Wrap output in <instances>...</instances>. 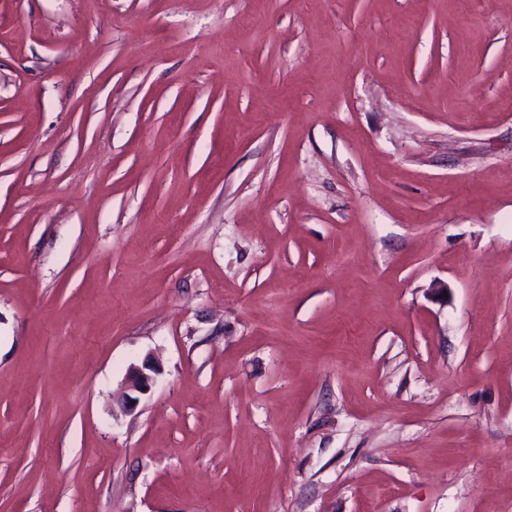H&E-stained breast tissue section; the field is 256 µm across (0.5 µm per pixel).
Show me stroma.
<instances>
[{
  "label": "stroma",
  "instance_id": "obj_1",
  "mask_svg": "<svg viewBox=\"0 0 512 512\" xmlns=\"http://www.w3.org/2000/svg\"><path fill=\"white\" fill-rule=\"evenodd\" d=\"M0 512H512V0H0ZM158 374V369L150 361H146L140 366H131L126 374L127 392L123 398V407L126 411L134 410L138 398L131 393H144L148 391L154 380V375Z\"/></svg>",
  "mask_w": 512,
  "mask_h": 512
}]
</instances>
